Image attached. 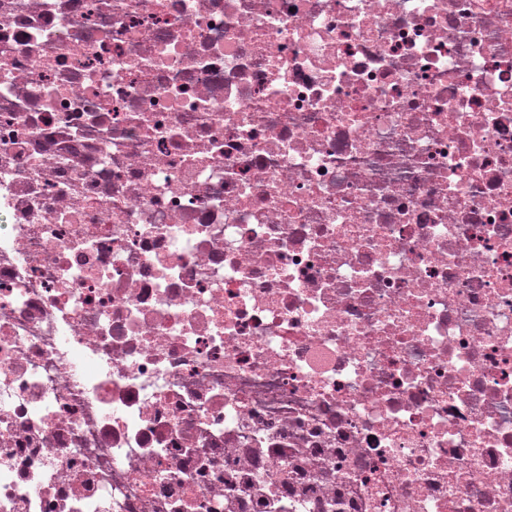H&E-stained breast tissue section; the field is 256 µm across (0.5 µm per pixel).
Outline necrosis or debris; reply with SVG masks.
I'll return each instance as SVG.
<instances>
[{
	"instance_id": "1",
	"label": "necrosis or debris",
	"mask_w": 512,
	"mask_h": 512,
	"mask_svg": "<svg viewBox=\"0 0 512 512\" xmlns=\"http://www.w3.org/2000/svg\"><path fill=\"white\" fill-rule=\"evenodd\" d=\"M512 512V0H0V512Z\"/></svg>"
}]
</instances>
